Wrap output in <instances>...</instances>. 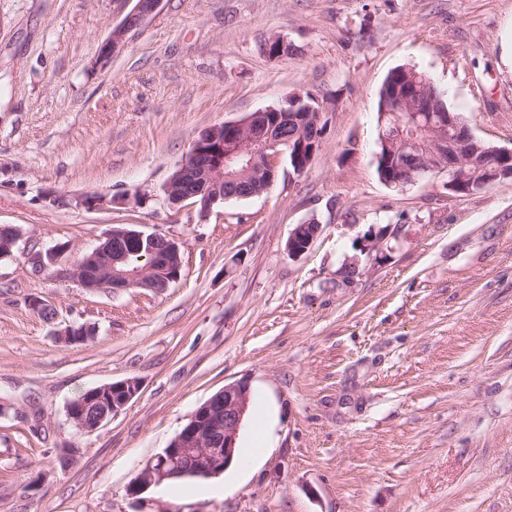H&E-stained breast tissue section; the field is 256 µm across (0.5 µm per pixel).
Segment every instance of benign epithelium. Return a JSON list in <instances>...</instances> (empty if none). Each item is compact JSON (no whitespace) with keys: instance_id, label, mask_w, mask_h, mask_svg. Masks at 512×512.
<instances>
[{"instance_id":"benign-epithelium-1","label":"benign epithelium","mask_w":512,"mask_h":512,"mask_svg":"<svg viewBox=\"0 0 512 512\" xmlns=\"http://www.w3.org/2000/svg\"><path fill=\"white\" fill-rule=\"evenodd\" d=\"M135 5L121 23L112 27L99 54L98 63L105 67L112 55L124 47L129 33L141 27L157 11L162 0H134ZM393 108L382 113L390 119L392 130L382 135L386 148L402 142L413 148L410 163L394 161L383 180L391 187L404 188L428 179L440 170L448 172V191L461 193L474 188L483 189L500 180H512V149L495 147L477 159L464 158L455 146L463 122L453 113L448 121H431V104L425 100H412L408 92L397 87L393 91ZM432 128L436 134L432 152L440 159L448 158L445 165H434L421 154V146L404 138L402 132L406 118ZM308 115L296 108L271 109L250 112L239 119L213 125L203 131L195 146L178 164L164 186L167 200L178 205L199 195L215 204L224 199V182L252 176L271 186L277 171L278 158L285 154L279 149V127L292 123L304 125ZM240 133V139L224 148V129ZM309 225L297 224L287 242L289 256L298 258L310 248L318 234L308 233ZM20 230L11 225H0V259L12 255L19 240ZM173 240L155 233L146 234L129 228H114L106 242L78 262L75 276L80 286L88 290L120 293L129 289L146 288L159 291L158 281L164 279L168 287L179 278L181 259ZM148 250L152 263L144 268L128 267L129 254L135 250ZM65 247L57 244L38 252L36 260L41 267L53 266ZM139 390L134 379L104 384L82 394L71 402L68 418L81 432H92L118 415ZM250 403V388L244 382L229 383L201 406L191 422L179 432L164 449L163 454L150 461L138 480L130 487L137 495L158 486L179 474L200 473L217 475L233 462L237 437Z\"/></svg>"}]
</instances>
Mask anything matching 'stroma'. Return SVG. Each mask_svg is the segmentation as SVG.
<instances>
[{
  "mask_svg": "<svg viewBox=\"0 0 512 512\" xmlns=\"http://www.w3.org/2000/svg\"><path fill=\"white\" fill-rule=\"evenodd\" d=\"M133 6L0 0V224L21 233L0 260V512H512V181L459 195L443 172L400 190L374 158L378 92L400 65L512 148V0H162L101 68ZM273 35L295 54L268 57ZM295 93L332 107L307 171L280 161L266 193L204 217L168 203L202 131ZM122 194L142 202L79 204ZM310 221L319 236L289 257ZM115 226L174 239L179 279L159 294L81 288L77 260ZM58 243L57 264L35 269ZM79 324L90 341L57 340ZM128 378L126 408L79 432L68 404ZM241 381L271 413L250 465L131 495ZM63 448L77 451L66 469ZM310 224H298L295 225L291 236L287 242V251L289 256L298 258L303 255L310 248L314 240L318 237L321 226L314 234H308V228Z\"/></svg>",
  "mask_w": 512,
  "mask_h": 512,
  "instance_id": "obj_1",
  "label": "stroma"
}]
</instances>
